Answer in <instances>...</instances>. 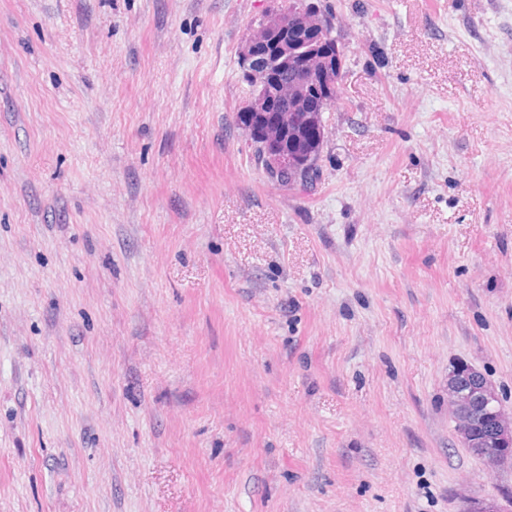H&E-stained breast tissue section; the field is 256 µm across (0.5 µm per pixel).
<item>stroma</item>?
Listing matches in <instances>:
<instances>
[{"mask_svg":"<svg viewBox=\"0 0 512 512\" xmlns=\"http://www.w3.org/2000/svg\"><path fill=\"white\" fill-rule=\"evenodd\" d=\"M336 16L321 179L238 114L269 0H0V512H460L512 496V0ZM448 397L459 416L458 441L484 464L489 473L512 466L511 414L501 404L482 372L459 364L448 373Z\"/></svg>","mask_w":512,"mask_h":512,"instance_id":"stroma-1","label":"stroma"}]
</instances>
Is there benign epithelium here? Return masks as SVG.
Returning <instances> with one entry per match:
<instances>
[{
	"mask_svg": "<svg viewBox=\"0 0 512 512\" xmlns=\"http://www.w3.org/2000/svg\"><path fill=\"white\" fill-rule=\"evenodd\" d=\"M309 4L291 12L268 9L259 27L255 28L245 45V57L254 61L261 49L272 44L278 49V62L290 63L306 75L315 74L325 66L313 46L288 44V30L304 21ZM272 65L254 70V84L261 87L247 105V110L262 117L275 114L270 126V142L264 154L269 177H275L292 163L288 152V137L301 134L300 119L289 108L303 101L304 89L298 84L277 85L271 80ZM448 397L459 416L456 435L461 445L469 449L494 473L512 466V415L501 404L492 384L482 372L468 364H459L448 373ZM464 512H512V502L502 505L496 499L464 501Z\"/></svg>",
	"mask_w": 512,
	"mask_h": 512,
	"instance_id": "obj_1",
	"label": "benign epithelium"
}]
</instances>
